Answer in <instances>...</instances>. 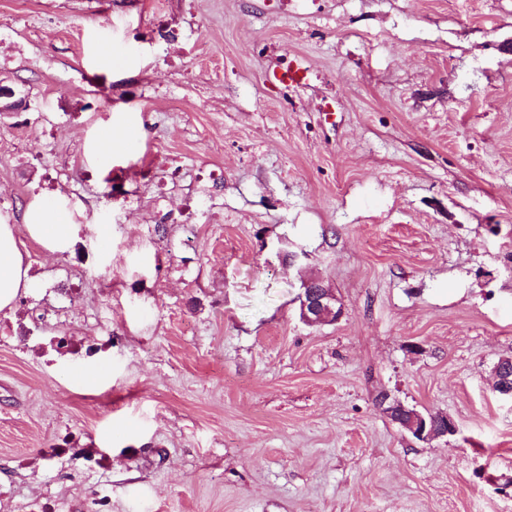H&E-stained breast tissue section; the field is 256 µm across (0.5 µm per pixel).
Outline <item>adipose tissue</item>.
<instances>
[{"mask_svg":"<svg viewBox=\"0 0 512 512\" xmlns=\"http://www.w3.org/2000/svg\"><path fill=\"white\" fill-rule=\"evenodd\" d=\"M29 237L52 253L66 250L78 236L69 207L59 201L34 199L24 213ZM30 286L28 267L18 247L16 227L0 224V310L11 308L17 297Z\"/></svg>","mask_w":512,"mask_h":512,"instance_id":"1","label":"adipose tissue"}]
</instances>
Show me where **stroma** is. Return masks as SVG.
Returning a JSON list of instances; mask_svg holds the SVG:
<instances>
[{"mask_svg": "<svg viewBox=\"0 0 512 512\" xmlns=\"http://www.w3.org/2000/svg\"><path fill=\"white\" fill-rule=\"evenodd\" d=\"M1 85L0 220L82 230L18 235L0 512H512V0H0ZM24 227L31 239L52 253L66 250L80 232L66 204L38 198L25 209ZM308 288H303V292L299 294V310L301 320L306 324L314 325L318 324L317 316L321 317L323 313L332 311L335 298L330 288L323 285L319 286V290L313 291ZM387 400L388 397L384 394L378 399L379 406L382 407L383 412L388 417L394 418V422L398 423L419 441L430 442L446 437L450 431L453 432L455 430L454 422L448 417L442 423L435 417V414L431 412L423 414L416 410L411 411L409 417H407L404 414L406 408L401 403L390 402L387 404Z\"/></svg>", "mask_w": 512, "mask_h": 512, "instance_id": "obj_1", "label": "stroma"}]
</instances>
